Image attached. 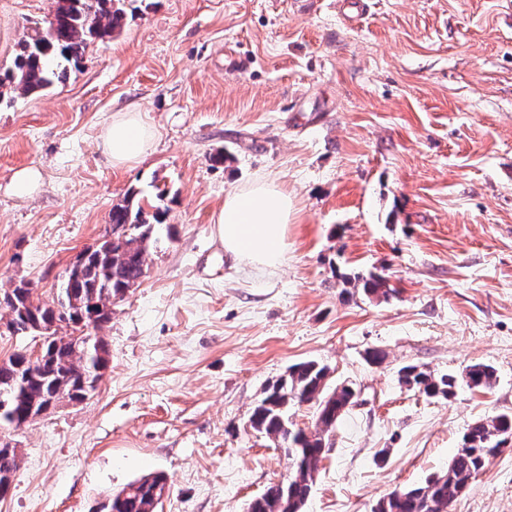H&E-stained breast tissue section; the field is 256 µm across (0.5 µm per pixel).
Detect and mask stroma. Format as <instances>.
<instances>
[{
    "label": "stroma",
    "instance_id": "35a3bbf8",
    "mask_svg": "<svg viewBox=\"0 0 512 512\" xmlns=\"http://www.w3.org/2000/svg\"><path fill=\"white\" fill-rule=\"evenodd\" d=\"M365 4L126 0L122 30L62 81L0 103V293L24 281L53 305L113 205L167 191L144 280L97 330L108 365L94 394L0 428L20 456L0 512H94L152 472L167 478L162 512H248L289 473L253 408L304 361L356 397L327 433L314 406L290 410L326 444L303 512H374L446 469L469 424L512 414V0ZM53 8L0 0V67ZM133 106L157 137L115 167L101 135ZM24 168L41 183L20 198ZM265 176L294 200L288 252L244 270L216 219L227 192ZM366 271L389 298L345 288ZM474 363L494 385L447 399L398 377ZM452 512H512V450Z\"/></svg>",
    "mask_w": 512,
    "mask_h": 512
}]
</instances>
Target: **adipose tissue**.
I'll list each match as a JSON object with an SVG mask.
<instances>
[{
	"mask_svg": "<svg viewBox=\"0 0 512 512\" xmlns=\"http://www.w3.org/2000/svg\"><path fill=\"white\" fill-rule=\"evenodd\" d=\"M155 139L153 127L139 109L115 113L103 138V151L114 166L137 163ZM293 202L287 190L272 179H259L228 192L218 214L219 238L234 263L274 268L284 258L286 234Z\"/></svg>",
	"mask_w": 512,
	"mask_h": 512,
	"instance_id": "adipose-tissue-1",
	"label": "adipose tissue"
}]
</instances>
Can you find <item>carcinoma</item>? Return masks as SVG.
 <instances>
[{
  "instance_id": "carcinoma-1",
  "label": "carcinoma",
  "mask_w": 512,
  "mask_h": 512,
  "mask_svg": "<svg viewBox=\"0 0 512 512\" xmlns=\"http://www.w3.org/2000/svg\"><path fill=\"white\" fill-rule=\"evenodd\" d=\"M126 12L124 0H55L51 14L32 27L18 43L11 66L0 68V98L4 91L35 92L51 87L66 73V66L79 63L87 47L104 41L120 32ZM166 190L157 189L154 197L143 198L131 192L123 202L112 207L111 224L117 229L120 243L105 250V260L87 258L83 303L67 312L72 323H94L98 328L110 318L98 313L111 299L123 294L131 285H140L147 269L145 251L154 224L161 223L164 214L160 202ZM354 287L362 288L368 296L387 298L395 292L388 280L376 274L359 275ZM21 294L27 317L42 322L62 318L52 307L34 303L32 290L22 283L15 287ZM13 312L15 318L23 315ZM87 370L81 351L63 336L44 341L41 357L31 360L27 352L18 350L0 360V389L13 387L17 397L10 406L14 419L29 416L33 405L69 394L76 389L80 371ZM328 367L315 361L291 367L288 374L265 391L252 413V428L273 439L285 448L291 463L288 480L271 485L267 491L272 499L261 504L252 502L248 512H278V498L288 500L289 512H302L313 486L314 475L324 455V441L318 435H307L293 427L290 408L307 403L316 407L317 420L323 430L330 431L337 419L331 417L326 399L339 392L349 395V385L329 388ZM402 383L426 396L449 397L458 380L453 375L436 377L416 365L399 370ZM495 379L492 366L477 363L465 372L466 384L474 388H489ZM512 437V414H500L470 424L464 432L461 448L457 449L448 467L408 488L405 494H389L377 503L375 512H449L466 489L469 481L484 467L486 460L502 452L507 438ZM166 487L161 474L145 475L124 487L101 504L98 512H157L160 495Z\"/></svg>"
}]
</instances>
